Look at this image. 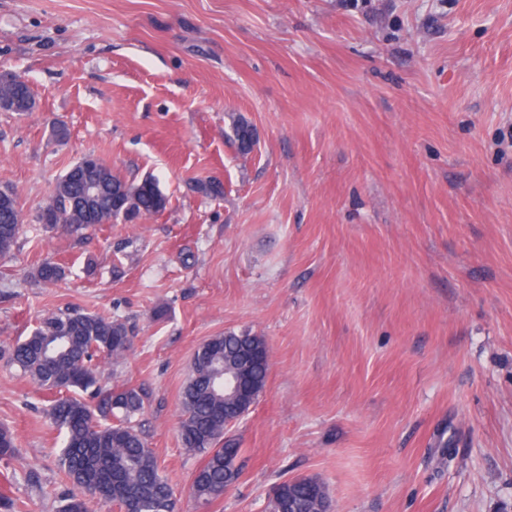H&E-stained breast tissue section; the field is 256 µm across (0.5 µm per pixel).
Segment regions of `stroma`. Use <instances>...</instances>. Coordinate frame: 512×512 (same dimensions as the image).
Instances as JSON below:
<instances>
[{
  "mask_svg": "<svg viewBox=\"0 0 512 512\" xmlns=\"http://www.w3.org/2000/svg\"><path fill=\"white\" fill-rule=\"evenodd\" d=\"M1 71L37 106L0 111L22 210L0 257V496L59 512L70 488L9 350L76 308L134 328L100 383L144 392L180 512H265L301 476L333 512H512V0H0ZM87 154L169 206L38 224ZM45 261L58 281L35 280ZM242 330L269 375L228 431L239 479L204 504L181 393L197 348Z\"/></svg>",
  "mask_w": 512,
  "mask_h": 512,
  "instance_id": "obj_1",
  "label": "stroma"
}]
</instances>
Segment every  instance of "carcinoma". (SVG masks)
Segmentation results:
<instances>
[{
  "label": "carcinoma",
  "mask_w": 512,
  "mask_h": 512,
  "mask_svg": "<svg viewBox=\"0 0 512 512\" xmlns=\"http://www.w3.org/2000/svg\"><path fill=\"white\" fill-rule=\"evenodd\" d=\"M231 130L243 152L251 150L254 132L241 117L232 118ZM100 193L92 223L110 224L116 205H126L129 220L166 210L169 197L158 180L146 176L129 182L103 162ZM78 191L69 171L57 179L48 202L36 215L48 229L78 231L88 225L85 216L71 207ZM17 196L0 206V256L11 253L19 230ZM63 268L51 262L35 273L43 284L61 278ZM133 331L119 319L71 309L43 316L31 333L12 348L10 359L23 375L42 389L57 392L49 417L63 433L60 465L74 492L64 499L60 512H89L90 499L116 512H178V502L160 476L157 460L146 445L133 418L143 405L133 388L100 385L101 364L119 361L133 347ZM263 345L261 336L227 331L212 337L194 354L191 373L182 391L180 434L184 448L202 457L193 479V493L203 502L219 498L239 477L236 466L240 448L226 436L224 419L237 413L240 402L224 390V368L236 366L239 351ZM89 395V399L76 394ZM328 496L325 485L314 477H296L277 483L267 501V512H321Z\"/></svg>",
  "instance_id": "cac0c4a2"
}]
</instances>
